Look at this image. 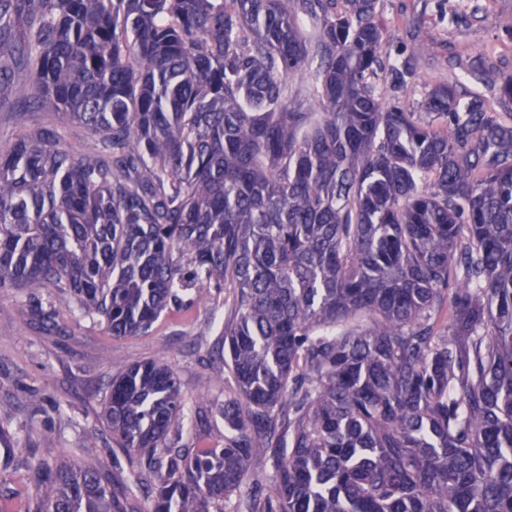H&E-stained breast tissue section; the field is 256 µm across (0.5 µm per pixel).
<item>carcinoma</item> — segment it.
Here are the masks:
<instances>
[{"label": "carcinoma", "instance_id": "cac0c4a2", "mask_svg": "<svg viewBox=\"0 0 512 512\" xmlns=\"http://www.w3.org/2000/svg\"><path fill=\"white\" fill-rule=\"evenodd\" d=\"M383 5L0 0V84L26 71L96 137L0 151V288H56L115 338L231 297L224 447L180 443L201 409L165 358L112 377L150 512H512V75L479 55L484 93L380 96L416 76ZM98 439L28 469L26 512H125Z\"/></svg>", "mask_w": 512, "mask_h": 512}]
</instances>
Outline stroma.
<instances>
[{
	"mask_svg": "<svg viewBox=\"0 0 512 512\" xmlns=\"http://www.w3.org/2000/svg\"><path fill=\"white\" fill-rule=\"evenodd\" d=\"M512 18V0H384L380 23L390 38L382 53L403 63L413 46L422 54L418 79L404 100L419 110L427 92L461 74L467 55L490 54L512 73V42L502 26ZM15 74L9 104L0 110V150L22 134L49 127L61 146L93 149L91 132L61 113L29 107L17 90ZM52 301L53 324L32 317L31 306ZM227 311L225 296L203 291L190 310L161 317L142 336L112 337L103 324L80 320L68 297L51 288L37 295L16 288L0 289V429L13 461L0 482L18 491L29 464L67 457L79 447L83 427L99 424L108 385L122 367L159 356L175 367L186 401L204 408L197 431L184 435L192 444L224 442V420L208 414L207 406L224 398L233 385L222 360L221 324ZM99 453L112 480V491L124 496L126 512H147L150 503L127 490L130 465L109 434H102Z\"/></svg>",
	"mask_w": 512,
	"mask_h": 512,
	"instance_id": "35a3bbf8",
	"label": "stroma"
}]
</instances>
